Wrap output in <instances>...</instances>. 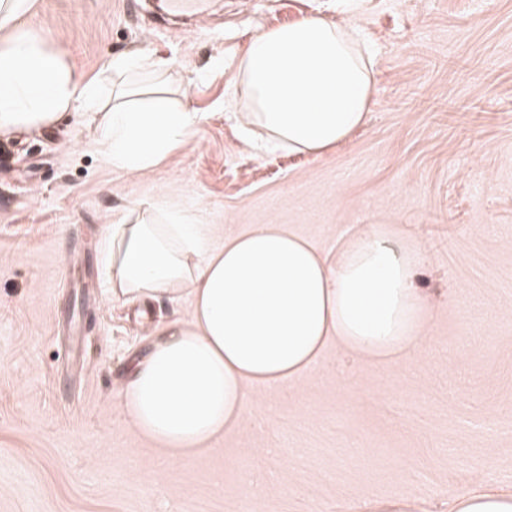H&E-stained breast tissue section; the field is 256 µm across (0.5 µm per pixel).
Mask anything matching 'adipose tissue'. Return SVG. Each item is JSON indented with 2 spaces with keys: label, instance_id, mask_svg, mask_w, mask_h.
Returning <instances> with one entry per match:
<instances>
[{
  "label": "adipose tissue",
  "instance_id": "adipose-tissue-1",
  "mask_svg": "<svg viewBox=\"0 0 512 512\" xmlns=\"http://www.w3.org/2000/svg\"><path fill=\"white\" fill-rule=\"evenodd\" d=\"M33 8L34 0H0V135L94 112L102 152L130 173L154 169L194 135L200 116L172 106L154 62L114 57L112 95L102 99L62 50L22 26ZM374 82L356 26L306 15L253 37L234 87L261 146L319 157L362 126ZM214 238L212 225L169 212L112 225L107 240L113 294H191L187 318L154 328L126 389L130 423L169 454L226 434L251 389L311 373L329 343L376 361L418 345L430 312L414 286L420 255L386 231L356 235L333 264L277 224ZM448 512H512V487L484 481L457 493Z\"/></svg>",
  "mask_w": 512,
  "mask_h": 512
}]
</instances>
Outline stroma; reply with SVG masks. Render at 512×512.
Here are the masks:
<instances>
[{"instance_id":"35a3bbf8","label":"stroma","mask_w":512,"mask_h":512,"mask_svg":"<svg viewBox=\"0 0 512 512\" xmlns=\"http://www.w3.org/2000/svg\"><path fill=\"white\" fill-rule=\"evenodd\" d=\"M320 15L374 54L365 123L315 158L256 152L224 99L260 32ZM109 87L129 53L161 63L196 134L144 175L103 156L95 116L0 136V512H448L512 485V0H208L160 18L126 0H35L23 21ZM175 210L232 237L283 224L330 257L369 225L426 259L416 352L337 344L286 398L173 457L125 426L126 377L191 298L116 296L108 229ZM255 492L245 497L244 482Z\"/></svg>"}]
</instances>
